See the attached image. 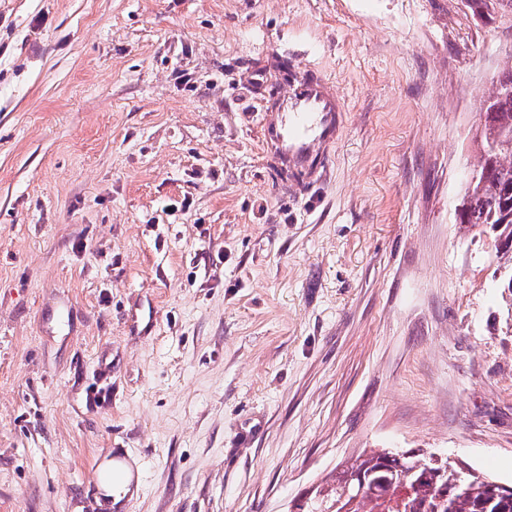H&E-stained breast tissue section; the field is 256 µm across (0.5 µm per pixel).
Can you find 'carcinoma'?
Here are the masks:
<instances>
[{"label": "carcinoma", "mask_w": 512, "mask_h": 512, "mask_svg": "<svg viewBox=\"0 0 512 512\" xmlns=\"http://www.w3.org/2000/svg\"><path fill=\"white\" fill-rule=\"evenodd\" d=\"M474 11L512 18V0H467ZM512 66L500 71L483 101L478 162L466 181L456 221L488 227L512 252ZM494 480L422 449L362 452L341 465L299 512H512L492 491Z\"/></svg>", "instance_id": "carcinoma-1"}]
</instances>
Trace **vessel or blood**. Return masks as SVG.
Masks as SVG:
<instances>
[{
  "instance_id": "obj_1",
  "label": "vessel or blood",
  "mask_w": 512,
  "mask_h": 512,
  "mask_svg": "<svg viewBox=\"0 0 512 512\" xmlns=\"http://www.w3.org/2000/svg\"><path fill=\"white\" fill-rule=\"evenodd\" d=\"M344 120L334 81L319 70L294 67L274 102L259 111V140L280 189L302 194L321 178Z\"/></svg>"
}]
</instances>
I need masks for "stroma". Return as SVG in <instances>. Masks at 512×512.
Wrapping results in <instances>:
<instances>
[{
    "mask_svg": "<svg viewBox=\"0 0 512 512\" xmlns=\"http://www.w3.org/2000/svg\"><path fill=\"white\" fill-rule=\"evenodd\" d=\"M334 80L277 188L270 56ZM512 65L464 0H0V512H289L366 448L512 484V292L457 223ZM278 72L281 91L258 112L259 140L277 186L304 194L327 169L346 110L335 82L323 72L293 66L285 80ZM135 463L126 461L124 464V470L126 472V482L122 486L121 489L112 488V481L120 479L121 471L118 467L112 468V458L104 459L100 464V468L103 471L112 470V478L107 481H102L100 483L101 496L104 500L105 507L109 508L111 511L113 508H119L120 505H117L123 497L132 491V477L134 472Z\"/></svg>",
    "mask_w": 512,
    "mask_h": 512,
    "instance_id": "obj_1",
    "label": "stroma"
}]
</instances>
